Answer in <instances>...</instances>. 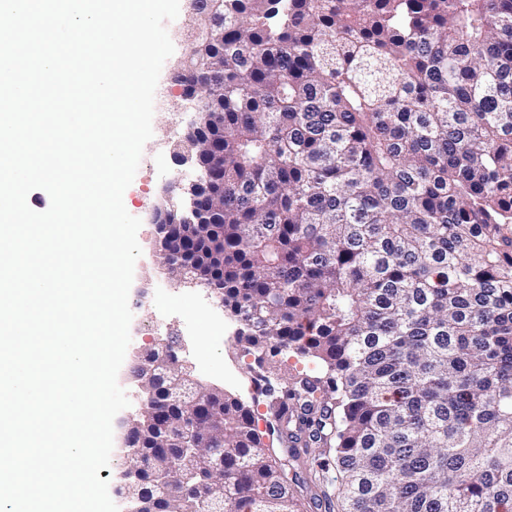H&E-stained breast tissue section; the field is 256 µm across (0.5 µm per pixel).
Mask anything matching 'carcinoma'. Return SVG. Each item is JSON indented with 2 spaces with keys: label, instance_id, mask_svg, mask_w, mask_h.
<instances>
[{
  "label": "carcinoma",
  "instance_id": "carcinoma-1",
  "mask_svg": "<svg viewBox=\"0 0 512 512\" xmlns=\"http://www.w3.org/2000/svg\"><path fill=\"white\" fill-rule=\"evenodd\" d=\"M197 2L175 82L207 223L158 226L223 290L267 423L169 402L183 369L144 350L129 465L207 473L220 446L224 481L136 488L140 512H301L310 482L336 512H512V0ZM197 405V451L157 453Z\"/></svg>",
  "mask_w": 512,
  "mask_h": 512
}]
</instances>
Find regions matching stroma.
Listing matches in <instances>:
<instances>
[{
  "instance_id": "35a3bbf8",
  "label": "stroma",
  "mask_w": 512,
  "mask_h": 512,
  "mask_svg": "<svg viewBox=\"0 0 512 512\" xmlns=\"http://www.w3.org/2000/svg\"><path fill=\"white\" fill-rule=\"evenodd\" d=\"M194 19L188 0H181L180 12L166 28L174 44V56L163 65L154 99L153 136L145 144L131 185L123 200L127 211L141 219L137 239L142 248L129 293L133 313L130 325L129 351L152 347L159 338H172L183 363L191 366L193 375L202 383L223 389L226 394L250 402L252 384L247 373L248 360L235 348L239 327L235 317L218 304L211 290L177 282L159 263L156 254V227L148 222L152 210L161 204L166 189L187 185L196 177L194 168L177 164L173 146L181 138L193 113L180 104L172 93V73L176 58L188 53L186 32ZM130 362H123L118 383L130 400L128 408L113 421L114 446L109 467L100 469V479L110 488L121 484L126 468L124 438L127 421L140 411L139 389L130 375Z\"/></svg>"
}]
</instances>
